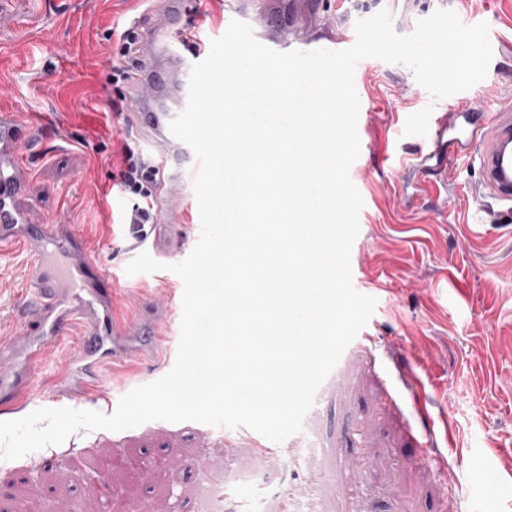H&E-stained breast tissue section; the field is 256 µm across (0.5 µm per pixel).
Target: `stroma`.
Wrapping results in <instances>:
<instances>
[{
    "label": "stroma",
    "instance_id": "35a3bbf8",
    "mask_svg": "<svg viewBox=\"0 0 512 512\" xmlns=\"http://www.w3.org/2000/svg\"><path fill=\"white\" fill-rule=\"evenodd\" d=\"M331 2L327 23L340 33L387 8L384 0ZM440 9L489 27L488 74L456 101L512 106V0H400L390 11L395 30L409 34ZM148 11L146 0H0V109L37 120L27 148L30 223L74 225L111 275L118 309L134 315L148 300L169 307L168 351L102 380L115 403L170 371L183 295L170 267L197 243L190 224H149L136 238L119 221L126 200L116 151L121 140L136 150L143 142L112 114L117 91L107 75L122 61L116 32ZM356 91L368 131L349 171L364 202L350 261L376 307L318 389L302 431L263 455L246 433L190 421L80 430L0 460V512H76L101 481L112 484L110 512L131 499L153 512L160 497L167 512H197L218 471V512H244L235 482L244 472L264 477V512H281L296 493L312 498L313 512H512V214L480 190L474 158L449 166L447 200L405 201L395 159L428 150L432 98L409 67L377 58L365 59ZM143 251L161 270L127 274ZM27 278L23 255L0 247V339L23 333ZM311 440L322 455L293 463ZM107 449L141 468L110 476ZM173 453L178 468L153 469L155 456Z\"/></svg>",
    "mask_w": 512,
    "mask_h": 512
}]
</instances>
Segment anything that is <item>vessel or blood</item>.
<instances>
[{
	"label": "vessel or blood",
	"instance_id": "obj_1",
	"mask_svg": "<svg viewBox=\"0 0 512 512\" xmlns=\"http://www.w3.org/2000/svg\"><path fill=\"white\" fill-rule=\"evenodd\" d=\"M327 0H240L238 20L251 25L255 38L278 52L301 47L344 50L349 37L327 29ZM199 9L198 0H157L150 27L136 31L137 79L129 92L128 124L153 146L160 159L157 185L159 223L184 216L196 201L190 188L199 170L193 150L176 139L169 124L186 106L194 64L209 54L206 47L183 52L172 36ZM463 120L460 149L477 144L480 186L498 203L512 207V108L488 112L482 106L442 105L432 125L431 153L398 162L403 183L413 198H440L448 183L442 174L452 158L448 151L449 123ZM28 143L18 116L0 110V244L24 252L29 262L28 286L33 301L24 317L25 334L0 344V406L18 409L30 398L32 374L46 364L48 351L78 327L81 333L74 362L51 377L60 397H77L99 389L104 370L142 358L143 348L168 342L166 313L149 307L130 316L113 307L111 278L88 256L71 224H32L26 217L30 168Z\"/></svg>",
	"mask_w": 512,
	"mask_h": 512
}]
</instances>
